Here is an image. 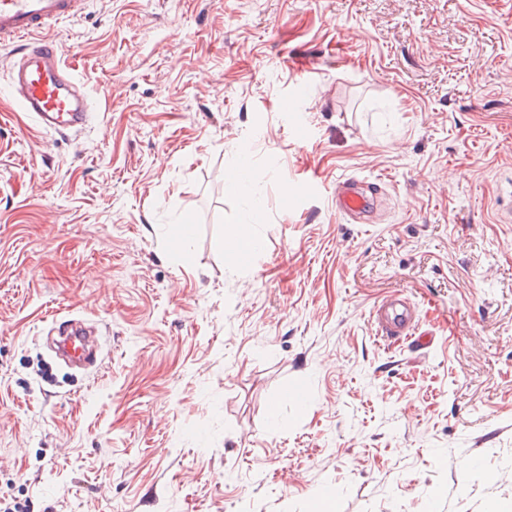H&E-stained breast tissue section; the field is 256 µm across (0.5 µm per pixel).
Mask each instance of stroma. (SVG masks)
Masks as SVG:
<instances>
[{"label": "stroma", "instance_id": "stroma-1", "mask_svg": "<svg viewBox=\"0 0 512 512\" xmlns=\"http://www.w3.org/2000/svg\"><path fill=\"white\" fill-rule=\"evenodd\" d=\"M47 34L95 112L41 128L0 46V503L512 512V0H83ZM243 224L245 265L212 246ZM395 295L429 348L381 337ZM336 212L350 218H358L360 221L370 211L373 205V197L367 195L360 187L359 181L353 178L340 179L336 184V196L332 198ZM89 337L90 333L81 325L67 326L54 340L57 358L75 366L90 363L93 355L88 347Z\"/></svg>", "mask_w": 512, "mask_h": 512}]
</instances>
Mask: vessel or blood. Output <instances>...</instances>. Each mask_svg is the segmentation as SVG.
Listing matches in <instances>:
<instances>
[{
  "mask_svg": "<svg viewBox=\"0 0 512 512\" xmlns=\"http://www.w3.org/2000/svg\"><path fill=\"white\" fill-rule=\"evenodd\" d=\"M80 0H0V45L12 44L17 64L11 78V92L20 107L34 114L44 128L77 133L89 121L86 95L62 59L61 52L43 30L51 23L77 15ZM337 213L364 218L373 205L356 179L344 178L336 184L333 199ZM413 320L406 299L398 298L380 306L376 322L383 335H407ZM89 334L71 324L55 339L58 359L80 366L93 359Z\"/></svg>",
  "mask_w": 512,
  "mask_h": 512,
  "instance_id": "vessel-or-blood-1",
  "label": "vessel or blood"
}]
</instances>
